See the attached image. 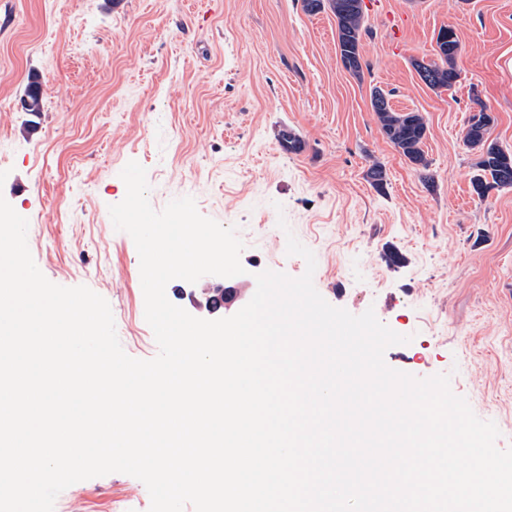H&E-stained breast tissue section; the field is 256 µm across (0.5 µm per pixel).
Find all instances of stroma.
Returning <instances> with one entry per match:
<instances>
[{
	"instance_id": "35a3bbf8",
	"label": "stroma",
	"mask_w": 512,
	"mask_h": 512,
	"mask_svg": "<svg viewBox=\"0 0 512 512\" xmlns=\"http://www.w3.org/2000/svg\"><path fill=\"white\" fill-rule=\"evenodd\" d=\"M362 72L342 66L336 18L302 0H0V196L30 217L43 275L105 298L123 350L158 353L145 320L140 258L109 215L130 161L147 170L162 210L189 196L233 226L243 274L175 279L166 295L191 315L206 289L234 288L237 307L265 270L304 274L295 236L316 258L313 284L331 305L374 310L405 345L386 364L446 374L474 414L512 447V189L481 199L467 119L485 105L489 138L512 149V0H364ZM460 41L459 82L428 87L414 61H434L441 27ZM37 112L18 103L31 77ZM422 113L428 170L383 135L371 91ZM291 131L302 151L284 149ZM382 165L384 189L367 172ZM286 227H279V219ZM398 264H389V253ZM145 485L124 473L77 482L54 512H149Z\"/></svg>"
}]
</instances>
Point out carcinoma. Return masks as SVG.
<instances>
[{
    "label": "carcinoma",
    "mask_w": 512,
    "mask_h": 512,
    "mask_svg": "<svg viewBox=\"0 0 512 512\" xmlns=\"http://www.w3.org/2000/svg\"><path fill=\"white\" fill-rule=\"evenodd\" d=\"M330 9L336 17L338 48L344 69L352 75L361 72L360 42L364 26L363 0H303V9L319 13ZM460 51L458 38L451 42L436 43L439 61H414L413 66L422 81L433 89H451L458 83L459 72L454 60ZM371 106L376 112L382 131L395 149L411 163L422 170H429L423 143L426 136V120L419 112H395L389 106L388 93L374 88ZM494 123V117L487 108H480L479 114H471L464 136L465 145L479 151L475 163L476 174L471 179L473 192L483 199L493 190L512 188V151L504 155V149L494 141H488L487 133Z\"/></svg>",
    "instance_id": "obj_1"
}]
</instances>
